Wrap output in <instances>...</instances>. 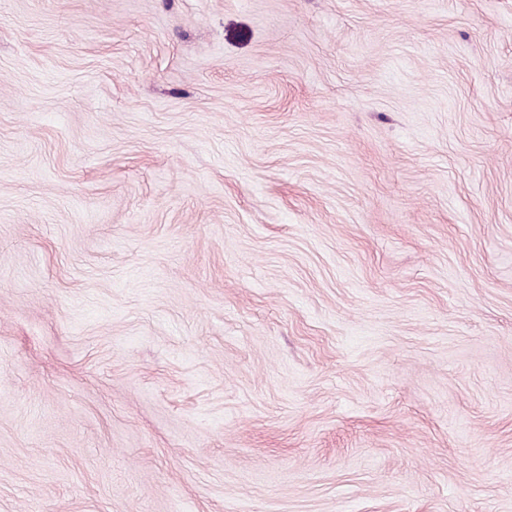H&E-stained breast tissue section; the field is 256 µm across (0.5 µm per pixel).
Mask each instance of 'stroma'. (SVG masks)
Instances as JSON below:
<instances>
[{"label": "stroma", "instance_id": "obj_1", "mask_svg": "<svg viewBox=\"0 0 512 512\" xmlns=\"http://www.w3.org/2000/svg\"><path fill=\"white\" fill-rule=\"evenodd\" d=\"M0 512H512V0H0Z\"/></svg>", "mask_w": 512, "mask_h": 512}]
</instances>
